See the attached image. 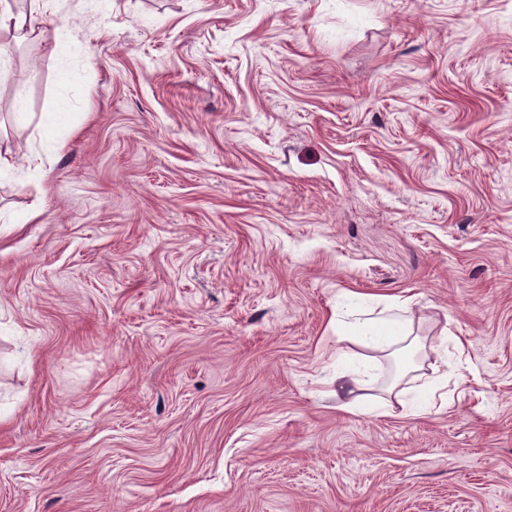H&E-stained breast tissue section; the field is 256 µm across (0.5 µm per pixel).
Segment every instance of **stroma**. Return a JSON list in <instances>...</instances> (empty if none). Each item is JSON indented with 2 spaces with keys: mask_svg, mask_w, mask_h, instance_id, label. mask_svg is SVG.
I'll list each match as a JSON object with an SVG mask.
<instances>
[{
  "mask_svg": "<svg viewBox=\"0 0 512 512\" xmlns=\"http://www.w3.org/2000/svg\"><path fill=\"white\" fill-rule=\"evenodd\" d=\"M45 20L86 54L0 84V512H512V0ZM347 291L460 342L447 406L377 416L384 357L349 406ZM57 112H45L40 119V127L44 134L45 141H48V150L58 154L66 147V141L58 136L60 122Z\"/></svg>",
  "mask_w": 512,
  "mask_h": 512,
  "instance_id": "obj_1",
  "label": "stroma"
}]
</instances>
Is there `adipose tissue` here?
I'll return each mask as SVG.
<instances>
[{
	"label": "adipose tissue",
	"instance_id": "ef3b65f1",
	"mask_svg": "<svg viewBox=\"0 0 512 512\" xmlns=\"http://www.w3.org/2000/svg\"><path fill=\"white\" fill-rule=\"evenodd\" d=\"M51 6V0H30L28 12H13L8 0H0V35H9L20 40L34 39L50 47L52 56H59L64 40L60 29L44 27V17ZM366 301L364 295L355 292L343 293L336 301L332 322L336 327L338 340L357 343L363 347L387 352L407 341L411 334L407 318L411 310V298H396L387 302L383 314L377 318L350 319L354 308ZM433 377L422 387L413 390L391 391L388 400L377 405L381 416H418L447 402L443 389L448 382V355L439 353L432 365Z\"/></svg>",
	"mask_w": 512,
	"mask_h": 512
}]
</instances>
